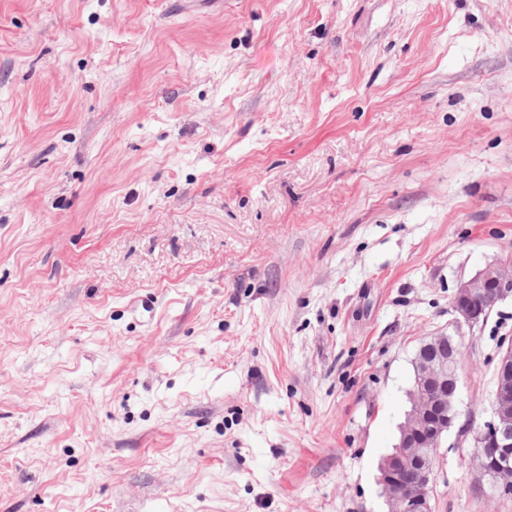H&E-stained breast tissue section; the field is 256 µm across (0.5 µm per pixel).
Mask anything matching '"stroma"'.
Returning a JSON list of instances; mask_svg holds the SVG:
<instances>
[{"label":"stroma","mask_w":512,"mask_h":512,"mask_svg":"<svg viewBox=\"0 0 512 512\" xmlns=\"http://www.w3.org/2000/svg\"><path fill=\"white\" fill-rule=\"evenodd\" d=\"M506 257L512 0H0V512H386ZM461 335L434 512H512ZM512 298V260L499 259L459 283L453 297L456 327L474 328L487 322L495 307ZM459 341L445 332L424 341L407 392L410 410L400 441L379 466L388 512H433L435 456L457 416L461 377Z\"/></svg>","instance_id":"stroma-1"}]
</instances>
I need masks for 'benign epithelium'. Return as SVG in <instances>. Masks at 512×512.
<instances>
[{
    "label": "benign epithelium",
    "instance_id": "7a95c632",
    "mask_svg": "<svg viewBox=\"0 0 512 512\" xmlns=\"http://www.w3.org/2000/svg\"><path fill=\"white\" fill-rule=\"evenodd\" d=\"M512 298V260L499 259L459 283L453 297L456 327L487 322L495 307ZM459 341L445 332L429 336L414 361L407 392L410 410L400 441L379 466L388 512H433L435 456L457 416L461 377ZM493 412L476 436L478 472L491 471L502 488L512 487V338L501 339L495 366Z\"/></svg>",
    "mask_w": 512,
    "mask_h": 512
}]
</instances>
